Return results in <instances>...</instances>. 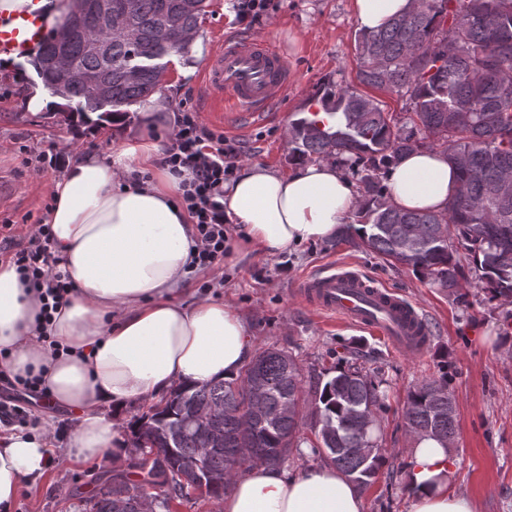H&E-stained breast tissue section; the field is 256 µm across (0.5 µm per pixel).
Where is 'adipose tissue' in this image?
<instances>
[{
    "instance_id": "ef3b65f1",
    "label": "adipose tissue",
    "mask_w": 512,
    "mask_h": 512,
    "mask_svg": "<svg viewBox=\"0 0 512 512\" xmlns=\"http://www.w3.org/2000/svg\"><path fill=\"white\" fill-rule=\"evenodd\" d=\"M412 5L353 0V16L373 29ZM157 150L143 142L108 157L86 152L53 184V252L72 290L49 320L40 321L42 302L15 266L0 262V368L37 379L52 402L75 411L66 455L76 463L108 455L121 467L128 459L125 429L102 406L119 412L180 384L235 380L251 352L249 327L229 303L179 299L196 249L179 180L166 172L144 183L131 178L151 166ZM386 184L399 209L439 212L456 190L457 171L443 154L416 150L390 169ZM355 201L349 181L328 161L285 175L251 164L224 184L229 218L267 255L336 235ZM52 451L48 433H0V512H9L24 478L45 473ZM450 473L447 449L416 438L411 512H475L472 500L449 492ZM220 512H363V499L331 464L293 474L256 466L234 478Z\"/></svg>"
}]
</instances>
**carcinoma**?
<instances>
[{"label": "carcinoma", "mask_w": 512, "mask_h": 512, "mask_svg": "<svg viewBox=\"0 0 512 512\" xmlns=\"http://www.w3.org/2000/svg\"><path fill=\"white\" fill-rule=\"evenodd\" d=\"M408 12L377 29L356 35L359 82L388 89L405 99L407 117L384 111L381 103L331 80L320 85L321 111L291 122L289 144L296 161L331 158L357 176L359 199L353 223L358 245L390 257L429 279L455 300L460 292L459 245L472 258L489 299L512 303V0H413ZM206 0H112V22L76 29L66 50L72 69L92 75L108 88L101 99L79 77L69 80L66 101L86 117L122 116L144 105L159 90L171 53L164 32L183 35L176 54L191 51ZM95 37L105 51L87 50ZM58 49L54 39L38 51L35 69L58 95L57 76L43 69ZM437 150L458 170V187L443 212L397 209L381 174L408 151ZM261 392L253 397V368L233 381L201 387L182 385L131 424L135 473L102 475L95 494L80 499L78 512H140L142 495L162 488L160 512L171 499L183 500L175 467L204 456L209 474L204 494L221 500L241 467L270 466L284 458L302 424V380L295 358L266 349ZM331 377L311 388L314 453L343 471L360 488L385 463L379 445L378 411L386 380L379 372L348 360L327 370ZM208 416L206 424L195 417ZM413 437L443 444L456 435V407L448 371L414 385L403 412ZM185 432L174 435V429ZM141 448L158 449L149 466Z\"/></svg>", "instance_id": "carcinoma-1"}]
</instances>
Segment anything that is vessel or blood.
Masks as SVG:
<instances>
[{"label":"vessel or blood","instance_id":"1","mask_svg":"<svg viewBox=\"0 0 512 512\" xmlns=\"http://www.w3.org/2000/svg\"><path fill=\"white\" fill-rule=\"evenodd\" d=\"M50 35L37 0L0 23V55L24 58ZM288 63L260 36H228L203 70L205 93L216 109L230 107L239 128L268 111L288 86ZM302 299L318 312L386 338L398 350L423 356L431 344L425 315L392 289L379 286L350 264L333 265L302 279Z\"/></svg>","mask_w":512,"mask_h":512}]
</instances>
